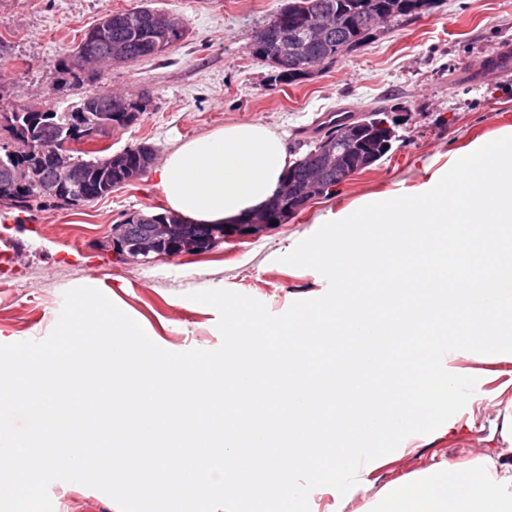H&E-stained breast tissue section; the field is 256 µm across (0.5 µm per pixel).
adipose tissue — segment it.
I'll use <instances>...</instances> for the list:
<instances>
[{"label":"adipose tissue","instance_id":"ef3b65f1","mask_svg":"<svg viewBox=\"0 0 512 512\" xmlns=\"http://www.w3.org/2000/svg\"><path fill=\"white\" fill-rule=\"evenodd\" d=\"M293 158L282 134L241 122L188 139L156 168L169 213L188 224H234L281 187ZM369 512H512V462L448 464L381 489Z\"/></svg>","mask_w":512,"mask_h":512}]
</instances>
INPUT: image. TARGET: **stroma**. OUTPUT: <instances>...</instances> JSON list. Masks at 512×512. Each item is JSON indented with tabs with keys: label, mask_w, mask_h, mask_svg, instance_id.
Wrapping results in <instances>:
<instances>
[{
	"label": "stroma",
	"mask_w": 512,
	"mask_h": 512,
	"mask_svg": "<svg viewBox=\"0 0 512 512\" xmlns=\"http://www.w3.org/2000/svg\"><path fill=\"white\" fill-rule=\"evenodd\" d=\"M174 14L186 36L164 56L98 74L58 67L82 34L110 11L143 2ZM285 0H0V99L66 107L102 91L145 97L130 125L113 130L111 152L147 144L157 158L215 129L259 122L283 134L294 156L323 136L331 116L385 109L395 129L391 151L331 196L313 200L288 223L224 241L195 255L123 261L113 256V224L135 211H165L152 174L80 206L21 213L0 208V343L45 338L66 290L93 279L160 347L214 350L218 313L189 293L222 288L263 302L273 314L323 295L316 271L279 263L328 214L354 211L367 197L401 195L450 169L457 152L512 131V79L475 78L492 51L512 46V0H437L429 12L378 28L366 43L292 84L276 81L252 57L255 32ZM478 384L474 401L415 451L388 457L350 501L319 495L311 512H368L383 487L443 463L507 455L499 428L512 405V355L486 362L462 356ZM54 512H119L103 492L53 482Z\"/></svg>",
	"instance_id": "1"
}]
</instances>
